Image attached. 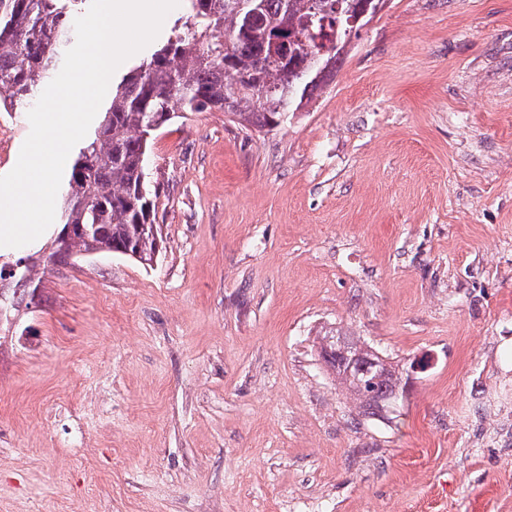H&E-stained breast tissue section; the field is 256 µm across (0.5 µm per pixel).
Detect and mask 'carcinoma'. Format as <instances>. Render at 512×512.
I'll use <instances>...</instances> for the list:
<instances>
[{
  "label": "carcinoma",
  "instance_id": "cac0c4a2",
  "mask_svg": "<svg viewBox=\"0 0 512 512\" xmlns=\"http://www.w3.org/2000/svg\"><path fill=\"white\" fill-rule=\"evenodd\" d=\"M83 0H0V110L21 112L60 64ZM366 0H187L173 34L115 89L98 126L79 148L58 215L74 227L53 262L112 253L153 266L162 248L151 194L140 193L150 126L189 112H223L253 130L292 117L333 80L352 39L350 19ZM33 256L0 267L8 282L0 329L12 325L29 294ZM319 343L318 357L355 402L375 417L368 399L393 395L399 407L410 366L379 351L385 377L350 379Z\"/></svg>",
  "mask_w": 512,
  "mask_h": 512
}]
</instances>
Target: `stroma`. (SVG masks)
I'll return each instance as SVG.
<instances>
[{
  "label": "stroma",
  "instance_id": "1",
  "mask_svg": "<svg viewBox=\"0 0 512 512\" xmlns=\"http://www.w3.org/2000/svg\"><path fill=\"white\" fill-rule=\"evenodd\" d=\"M164 248L52 263L0 338V512H512V0H387L287 123L177 118ZM341 327L426 360L357 420Z\"/></svg>",
  "mask_w": 512,
  "mask_h": 512
}]
</instances>
